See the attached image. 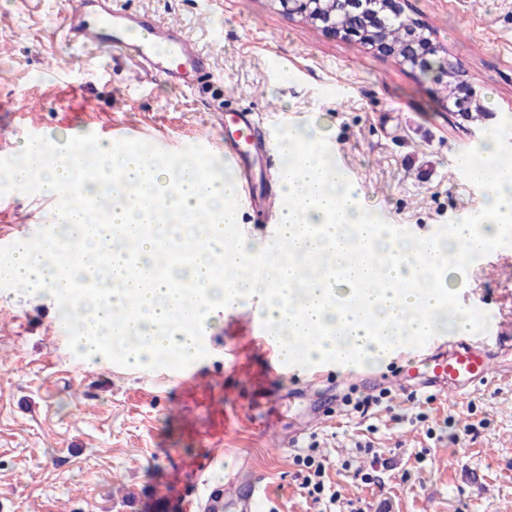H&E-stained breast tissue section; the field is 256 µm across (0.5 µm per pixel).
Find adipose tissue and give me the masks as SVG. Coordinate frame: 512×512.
<instances>
[{"mask_svg":"<svg viewBox=\"0 0 512 512\" xmlns=\"http://www.w3.org/2000/svg\"><path fill=\"white\" fill-rule=\"evenodd\" d=\"M278 150L294 163L282 183L276 245L247 235L228 245L224 228L239 221L234 183L200 158L162 164L138 146L100 143L77 166L68 149L48 163L22 143L9 181L63 199L57 222L69 237L38 248L19 240L0 279L54 298L86 323L89 335L74 336L73 345L87 360L103 354L110 336L147 341L121 354L141 368L166 353L192 359L218 311L253 300L284 360L353 356L367 369L393 345L432 335L447 310L448 330L468 332L473 320L453 311L446 276L466 251L492 249L512 219V169L499 162L494 140L463 161L485 191L483 216L429 242L372 223L358 187L325 166L313 137L289 133ZM255 263L266 269L265 291H233L235 277ZM94 269L108 288L85 287Z\"/></svg>","mask_w":512,"mask_h":512,"instance_id":"1","label":"adipose tissue"}]
</instances>
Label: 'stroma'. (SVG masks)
<instances>
[{"mask_svg": "<svg viewBox=\"0 0 512 512\" xmlns=\"http://www.w3.org/2000/svg\"><path fill=\"white\" fill-rule=\"evenodd\" d=\"M434 31L490 117H449L430 76L323 34L269 0H130L182 27L208 59L210 94L162 78L139 80L121 49L98 52L48 36L64 0H0V163L30 133L62 146L108 125L142 129L153 149L206 137L223 159L212 111L253 112L268 141L289 127L318 131L335 164L380 224L445 233L482 213L484 191L460 164L485 139L512 166V0H402ZM81 87L69 107L57 87ZM95 102L86 123L73 119ZM0 235L26 230L28 190L0 185ZM454 306L512 322V230L485 265L450 276ZM0 280V512H203L216 485L262 475L263 512H323L298 485L299 458L326 461L333 512H512V364L466 401L404 394L360 412L344 395L376 393L369 371L346 381L324 359L270 369V357L230 320L211 325L200 355L141 372L73 350L54 301L11 296Z\"/></svg>", "mask_w": 512, "mask_h": 512, "instance_id": "stroma-1", "label": "stroma"}]
</instances>
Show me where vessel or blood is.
<instances>
[{
  "label": "vessel or blood",
  "instance_id": "1",
  "mask_svg": "<svg viewBox=\"0 0 512 512\" xmlns=\"http://www.w3.org/2000/svg\"><path fill=\"white\" fill-rule=\"evenodd\" d=\"M52 33L86 49L106 50L115 44L132 53L141 77L161 75L187 88H195L210 78L203 55L192 48L182 28L163 24L153 17L131 10L125 0H72L68 10L51 25ZM213 119L224 136V151L238 172V189L245 204L262 209L270 221L279 218V205L273 191H256L254 170L284 179V171H273V153L255 133L252 120L244 111L214 113ZM492 343L459 337L441 345L427 341L413 354L428 362L430 373L419 381V388L454 390L465 398L471 390L489 385L499 361L512 357V329L496 328ZM264 492L260 480L236 485L229 502L237 512H258Z\"/></svg>",
  "mask_w": 512,
  "mask_h": 512
}]
</instances>
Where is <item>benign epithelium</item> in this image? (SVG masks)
Instances as JSON below:
<instances>
[{
	"label": "benign epithelium",
	"instance_id": "benign-epithelium-1",
	"mask_svg": "<svg viewBox=\"0 0 512 512\" xmlns=\"http://www.w3.org/2000/svg\"><path fill=\"white\" fill-rule=\"evenodd\" d=\"M278 10L299 16L323 33L354 42L395 58L399 64L431 75L437 85L453 86V106L466 118L484 117L475 87L448 59V51L434 42L419 23L404 30L403 37L388 41L379 34L377 18L386 13L399 19V0H271Z\"/></svg>",
	"mask_w": 512,
	"mask_h": 512
}]
</instances>
